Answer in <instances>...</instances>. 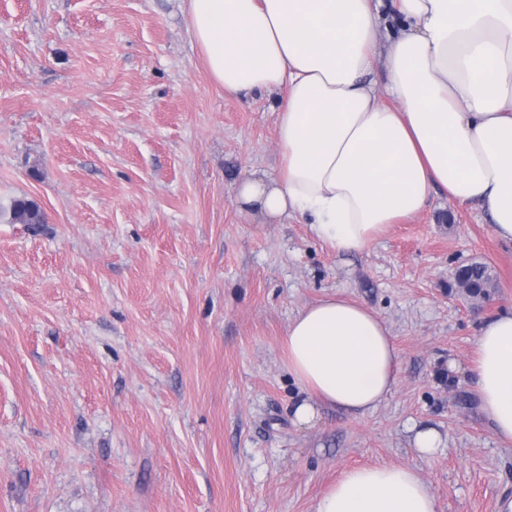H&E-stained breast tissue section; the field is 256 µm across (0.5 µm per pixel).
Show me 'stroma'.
I'll return each instance as SVG.
<instances>
[{
	"label": "stroma",
	"instance_id": "stroma-1",
	"mask_svg": "<svg viewBox=\"0 0 512 512\" xmlns=\"http://www.w3.org/2000/svg\"><path fill=\"white\" fill-rule=\"evenodd\" d=\"M278 98L225 95L186 0H0V512H313L360 465L415 467L439 512L512 495L470 371L512 244L440 192L357 256L256 223L236 188L277 168ZM18 198L46 223H12ZM470 262L496 276L478 314ZM333 294L386 322L398 381L300 426L282 339Z\"/></svg>",
	"mask_w": 512,
	"mask_h": 512
}]
</instances>
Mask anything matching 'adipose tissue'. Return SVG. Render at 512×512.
I'll return each mask as SVG.
<instances>
[{
	"mask_svg": "<svg viewBox=\"0 0 512 512\" xmlns=\"http://www.w3.org/2000/svg\"><path fill=\"white\" fill-rule=\"evenodd\" d=\"M187 2L214 83L281 92L277 173L239 183L240 212L261 224L301 216L329 249L360 254L438 189L480 205L512 243V0ZM283 351L307 395L293 411L300 425L320 402L365 415L397 383L385 321L336 294L299 311ZM471 371L480 412L512 446V310L481 322ZM314 512H438V502L411 466L350 467Z\"/></svg>",
	"mask_w": 512,
	"mask_h": 512,
	"instance_id": "obj_1",
	"label": "adipose tissue"
}]
</instances>
